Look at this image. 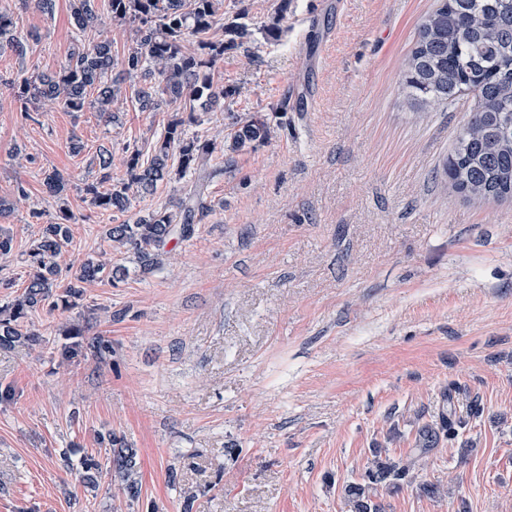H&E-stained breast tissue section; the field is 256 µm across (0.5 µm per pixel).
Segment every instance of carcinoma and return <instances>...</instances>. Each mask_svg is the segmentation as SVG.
<instances>
[{
  "label": "carcinoma",
  "instance_id": "carcinoma-1",
  "mask_svg": "<svg viewBox=\"0 0 512 512\" xmlns=\"http://www.w3.org/2000/svg\"><path fill=\"white\" fill-rule=\"evenodd\" d=\"M96 0H70L74 26L83 31L98 20ZM112 21L130 27L132 46L127 54L112 53V44L101 39L73 52L67 63L55 72L23 79L18 100L24 111L52 101L70 112L91 106L100 116L111 118V106L124 93L142 111L155 112L165 103L181 102L189 119L174 118L153 147L151 157L143 158L135 148L126 155L127 181L100 190L112 181V151L103 147L97 155L99 177L86 187L91 205L100 213H124L130 208L129 192L151 194L172 175V159L177 174L184 177L207 164L216 144L197 133L188 134L186 123L195 122L194 112L224 104L228 91L213 83L208 69L224 58L226 45H235L248 36L242 23L224 24V0H108ZM288 14V0H280L272 22L265 27L268 37H281L282 21ZM222 25L227 40L209 38L216 25ZM195 38L196 51L186 50ZM9 49L24 57L26 47L15 34L12 18L0 12V50ZM405 84L419 103L451 104L461 93L470 91L476 107L461 126L446 170L459 194L483 201H512V0H441L424 17L419 35L407 62ZM265 119L253 116L239 124L228 148L240 152L268 138ZM43 183L53 197L67 189L68 179L57 170L44 172ZM212 212L210 201L192 187L170 205L140 216L133 223L111 224L106 238L115 248L135 254L145 271L160 265L165 247L174 238L186 239L194 224ZM77 223L71 211L61 206L42 229L28 252L26 286L11 306L0 308V348L20 343L42 345L40 335L28 323L39 307H69L81 300L85 284L112 277V268L102 261H85L70 280L58 282V258L73 238ZM85 328L74 325L65 335L69 342L56 348L69 361L87 352L97 353L102 341L87 342ZM455 433L454 422L442 416L439 425L420 430L418 457L438 443L440 434ZM108 447V464L117 473L130 499L138 497L139 481L136 449L128 448L112 433L99 436ZM83 479L95 483L102 467L100 460L86 456L81 461ZM411 466L392 463L375 472L368 471L363 482L350 487L354 512H377L373 503L375 485L390 478L408 477Z\"/></svg>",
  "mask_w": 512,
  "mask_h": 512
}]
</instances>
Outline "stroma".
Wrapping results in <instances>:
<instances>
[{
  "mask_svg": "<svg viewBox=\"0 0 512 512\" xmlns=\"http://www.w3.org/2000/svg\"><path fill=\"white\" fill-rule=\"evenodd\" d=\"M277 4L224 0L225 20L244 13L249 35L211 72L232 90L223 110L190 126L215 139L216 176L162 182L102 215L85 191L99 147L125 181L126 146L153 144L182 106L143 112L121 99L111 123L92 108L23 111V78L103 35L123 55L130 34L105 0L102 26L85 32L69 0L50 15L0 0L29 41L25 57L0 52V198L15 204L0 219L14 240L0 256V308L56 213L48 170L68 177L78 219L60 281L103 255L115 271L86 286L83 307L30 315L43 346L0 348V387L14 393L0 404V512H352L347 487L412 459L441 412L464 426L409 482L379 485L378 512H512V202L468 199L445 174L473 95L417 107L405 90L438 0H290L273 41ZM251 116L267 120L268 139L229 151ZM196 182L214 209L159 267L113 248L107 225ZM82 319L108 349L61 360L53 345ZM108 430L138 453L137 500L114 472L92 486L80 477L85 455L104 457Z\"/></svg>",
  "mask_w": 512,
  "mask_h": 512,
  "instance_id": "obj_1",
  "label": "stroma"
}]
</instances>
